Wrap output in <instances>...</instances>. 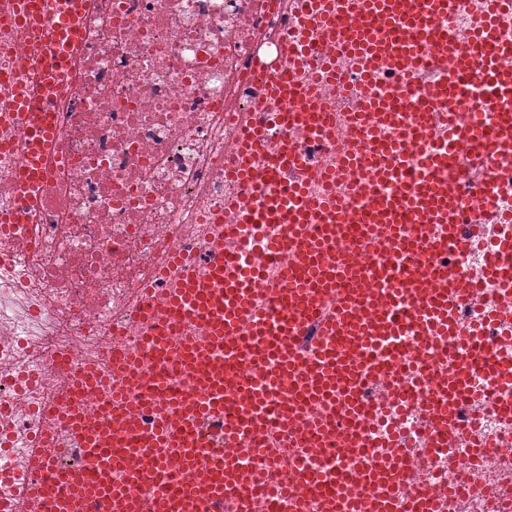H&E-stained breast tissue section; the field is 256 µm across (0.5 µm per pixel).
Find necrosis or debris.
<instances>
[{
	"mask_svg": "<svg viewBox=\"0 0 512 512\" xmlns=\"http://www.w3.org/2000/svg\"><path fill=\"white\" fill-rule=\"evenodd\" d=\"M14 2L0 0V75L11 78L0 83V117L12 110L14 80L41 97L53 57L47 36L5 25ZM288 27L298 37L306 29L298 0H91L84 42L50 101L56 149L31 220L36 245L0 234V512H25L36 436L53 438L50 468H92L65 422L44 412L68 387L59 355L103 377L81 408L88 419L117 377L153 372L152 364L134 361L114 371L112 346L144 351L145 293L165 297L178 277L172 259L203 255L232 221L225 202H257L259 189L224 174L242 124L266 126L269 145L284 139L307 156L308 197L338 194L344 181L326 182L318 172L364 147L354 124L363 98L373 92L398 103L407 84L427 95L444 71L440 63L406 73L385 66L362 83L353 60L329 41L290 64L281 41ZM326 61L344 83L318 85ZM282 74L297 88L317 87L335 112L321 139L278 122L263 80ZM2 139L13 145L0 149V214L14 205L13 174L26 160L16 124L0 120ZM467 208L480 234L466 255L449 261L482 280L457 321L464 332L483 322L487 335L507 339L512 285L482 272L500 243L512 240V157L499 165L493 203L472 198ZM282 233L278 224H247L228 248L239 266L270 277L275 264L264 244ZM406 383L417 396L372 423L368 463L386 456L399 436L419 488H461L439 512H504L512 503V418L502 409L512 406V381L476 379L475 424L433 455L424 450L422 404L431 386L416 384L411 370Z\"/></svg>",
	"mask_w": 512,
	"mask_h": 512,
	"instance_id": "necrosis-or-debris-1",
	"label": "necrosis or debris"
}]
</instances>
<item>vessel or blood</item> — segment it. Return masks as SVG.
Returning a JSON list of instances; mask_svg holds the SVG:
<instances>
[{"mask_svg":"<svg viewBox=\"0 0 512 512\" xmlns=\"http://www.w3.org/2000/svg\"><path fill=\"white\" fill-rule=\"evenodd\" d=\"M460 0H300L304 15L346 55L371 65L388 55L397 68H422L425 54H410V43L437 45L448 35L437 22L452 18ZM85 0H19L13 24L30 29L48 24L58 55L46 86L67 72L69 57L84 39ZM268 91L284 103L282 125L299 120L309 130L334 124L336 115L308 94L300 112L287 110L296 90L286 78L273 80ZM409 112L380 113L378 102L364 105L365 128L385 117L394 135L372 138L369 147L340 171L349 186L344 198L319 201L304 197L287 172L307 171L304 156L280 143L262 166L252 154L265 134L252 127L241 134L232 173L263 188L261 203L242 212L239 223L224 227L204 262L182 263L180 283L157 311L146 342L154 364L178 360L191 380L190 391L173 390L178 415L150 435L129 425L122 436L76 418L74 435L95 461L124 465L138 449L149 457L146 468L130 471L142 487L139 495L112 490L107 471L95 477L49 473L34 455L38 477L27 494L51 512H218L231 501L235 512H256L253 490L273 476L269 501L279 512H436V494L413 486V468L401 448L372 472L358 466L367 446L365 433L374 417L406 397L401 349L404 337H456L448 315L469 302L474 290L467 276L438 264V253L467 251L478 233L467 223L464 196L491 200L495 169L504 144L512 145V42L499 38L491 18L475 27L470 50L456 55L455 70L427 97L406 89ZM448 102L449 146L419 144L417 136L433 124L434 98ZM14 110L22 119L27 146L25 164L13 182L16 203L0 216V229L29 235V222L45 180V159L53 152V114L19 89ZM490 113L492 127L479 115ZM469 148L484 171L470 181L460 147ZM397 193L384 189L385 183ZM274 222L287 225V237L269 240L265 252L276 260L278 274L265 300L256 297L257 274L237 268L224 253L242 225ZM361 243L340 247L352 225ZM500 257L487 276L512 282V241L501 244ZM198 337L183 338L184 324ZM472 371L460 358L450 359L433 375L426 401V449L447 447L466 427L462 410L470 396ZM155 379H142L138 395L126 386L114 388L102 414L113 418L123 408L140 415L154 410ZM217 420L228 448L256 451L250 480L237 479L223 454L210 453L198 423ZM291 447L319 453L332 465L334 494L310 499L296 485L313 482V474L294 458L281 465L269 453L278 434Z\"/></svg>","mask_w":512,"mask_h":512,"instance_id":"1","label":"vessel or blood"}]
</instances>
